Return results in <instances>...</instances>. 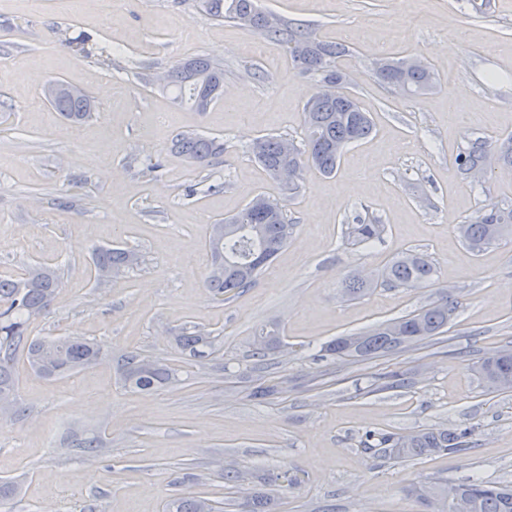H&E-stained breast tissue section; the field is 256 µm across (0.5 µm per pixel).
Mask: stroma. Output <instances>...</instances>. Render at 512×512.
<instances>
[{"label":"stroma","instance_id":"35a3bbf8","mask_svg":"<svg viewBox=\"0 0 512 512\" xmlns=\"http://www.w3.org/2000/svg\"><path fill=\"white\" fill-rule=\"evenodd\" d=\"M284 22L351 50L346 87L373 134L350 146L335 176L304 169L287 201L294 231L255 284L213 296L204 286L210 224L275 184L250 159L261 135L300 138L302 108L319 86L285 47L199 0H0V273L58 266L63 285L33 321L39 338L78 334L104 354L45 379L15 364L21 413L0 424V479L21 481L0 512H168L201 495L238 512L228 468L267 488L272 512H420L412 486L468 475L512 484V391L490 390L481 361L512 348V235L471 252L458 224L479 207L512 206V174L488 166L482 183L455 168L461 145L512 137V0H260ZM203 55L224 67L231 99L198 112L158 75ZM421 56L437 83L395 94L373 60ZM83 88L91 117L65 122L49 80ZM223 140L211 167L189 164L172 137ZM383 224L379 241L348 240L354 217ZM140 261L105 284L90 276L96 247ZM426 255L433 281L346 297L354 274L382 275L403 251ZM448 290L458 303L445 332L368 360L332 358L330 340L406 316ZM280 325L287 353L258 358L249 338ZM212 331L213 353L178 383L128 389L123 359H177L186 328ZM469 428L467 450L393 460L373 456L375 431L407 436ZM102 453L87 457L90 436Z\"/></svg>","mask_w":512,"mask_h":512}]
</instances>
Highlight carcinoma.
Listing matches in <instances>:
<instances>
[{"label":"carcinoma","mask_w":512,"mask_h":512,"mask_svg":"<svg viewBox=\"0 0 512 512\" xmlns=\"http://www.w3.org/2000/svg\"><path fill=\"white\" fill-rule=\"evenodd\" d=\"M203 11L217 21H232L253 32L281 41L292 60L323 82L339 78L347 80L340 60L349 50L340 43L318 38L317 33L301 26L291 27L275 14L260 10L256 0H200ZM402 80L409 96L431 89L436 75L431 66H414L411 58L375 60L373 76L383 80L382 73ZM166 86L174 89L180 99L204 112L224 92V66L203 56L188 57L168 71ZM52 107L66 120L80 124L93 110L90 98H61ZM304 139L301 143L275 135L258 138L252 148L255 162L274 179L278 169L294 164L309 167L324 176L336 172L344 149L367 139L373 131L370 114L351 93L328 97L314 95L303 106ZM174 150L190 163L205 167L224 154V142L195 133L179 134L173 140ZM512 169V138L495 146L487 140H476L458 152L457 170L476 181L484 176L490 160ZM259 202L243 208L231 218L237 232L224 237V260L210 252L209 272L205 287L217 295H228L249 287L266 266L288 243L293 225L288 223L284 206L271 194L258 195ZM348 237L358 244L380 239L381 224H368L361 217L347 225ZM460 236L474 252L512 233V207L488 204L459 227ZM137 262L135 253L120 247H98L93 258L94 278L105 281L119 276ZM435 267L424 255L408 251L389 266L385 278L353 275L343 282L344 292L352 297L367 294L378 286L415 288L431 281ZM62 281L57 267L49 264L29 265L20 272L0 275V387L15 388L14 366L23 354L36 374L47 341L31 338L27 331L34 319L45 313ZM457 309V302L448 292L434 302L407 316L386 321L356 336H342L330 342L325 352L339 358H369L402 346L436 336L448 327ZM183 351L202 359L213 348L210 335L199 330L187 331L178 337ZM253 354L264 357L284 345V336L276 324L266 325L252 337ZM66 368L60 374H72L92 364L103 355L99 344L87 340L59 346ZM478 374L494 391H512V349L500 350L484 359ZM126 385L138 392L150 393L178 381V369L165 360H149L130 354L125 360ZM468 428H431L407 437L369 433L366 442L381 455L393 458H415L459 452L469 445ZM461 492L475 503L474 512H512V488L478 478L456 482ZM448 483L428 482L413 489L422 512H434V504L443 500ZM172 512H217L214 501L202 496L177 497L170 503Z\"/></svg>","instance_id":"carcinoma-1"}]
</instances>
